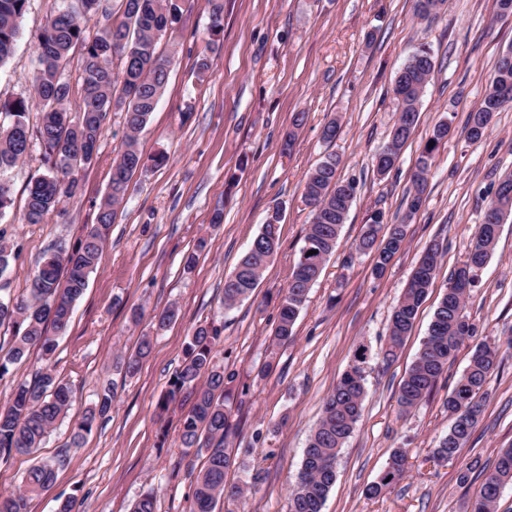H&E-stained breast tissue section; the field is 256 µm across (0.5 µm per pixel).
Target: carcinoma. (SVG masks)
I'll use <instances>...</instances> for the list:
<instances>
[{"label":"carcinoma","mask_w":512,"mask_h":512,"mask_svg":"<svg viewBox=\"0 0 512 512\" xmlns=\"http://www.w3.org/2000/svg\"><path fill=\"white\" fill-rule=\"evenodd\" d=\"M27 2L0 0V66L14 52ZM116 2L121 21L93 37L87 34L86 23L99 13L101 0H68V5L58 7L35 42L38 68L33 77V101L18 99L0 104V114L8 117V123H0V173L26 157V142L44 146L41 155L46 174L27 185L21 216L24 224L42 223L46 216L59 209L64 199L76 194L75 172L91 163V154L97 151L108 112L124 113L129 130L125 148L114 160L96 223L75 244L58 246L29 273L27 297L7 303L0 300V327L7 326L12 333L9 351L0 357V380L9 373V366L21 362L31 349L37 348L45 356L55 351L56 338L67 333L73 304L82 296L88 277L98 264L115 221L117 206L123 201L133 174L145 166L137 146V134L147 125L169 78V61L159 54L158 42L180 21L190 0ZM209 5L208 33L213 41L223 32L224 0H209ZM77 49L81 53V85L79 102L72 108L70 82L62 85L56 77L60 74L67 78L71 55ZM115 54L123 60L117 74L110 67ZM434 68L431 52L423 48L409 57L397 77L393 94L398 118L383 150V163L377 166L379 173L384 174L395 166L417 127L421 98ZM490 87L506 91L509 103L505 105L490 94L484 95L466 120V136L472 142L486 136L496 113L512 107V64L505 65L503 56L494 67ZM34 104L40 109V118L32 125L30 110ZM450 131L451 124L447 121L434 125L417 161L421 181L413 184L416 194L426 191L435 153L448 141ZM339 166L340 157L331 152L306 176L303 197L316 200L321 208L311 212L300 255L281 299L274 329V339L278 342H286L293 336L294 324L311 288L321 276L328 257L336 251L342 225L355 198L356 184L338 177ZM510 214L512 205L504 206L500 197H494L489 203L476 234V238L485 239L484 249H469L462 266L448 279L449 288L436 306L428 335L400 385L397 401L402 413L416 408L432 392L454 353L474 336V327L465 314V298L457 293L453 284L465 273L471 274L470 283H475L477 272L485 266L498 242V238L490 235L489 226L502 224ZM382 217V212H373L356 242V250L377 254L375 272L379 275L386 271V262L405 250L407 238V225H385ZM282 220L281 208L273 207L249 251L224 280L225 309L230 310L252 296L263 267L279 248ZM440 255V246L432 244L414 268L391 314L384 360L396 359L411 332L418 309L436 277ZM222 332L223 328L212 322L193 329L183 347L181 364L158 404L163 414L178 398L192 399L190 410L179 420L181 447L187 455L205 456V463L195 478L190 512H213L219 499L233 503L244 494L243 487L230 486L225 481L235 454L225 442L231 414L226 386L232 381V375L216 362L217 347L223 342ZM152 350L153 337H141L134 352L117 357L113 371L124 378L135 375L141 361ZM497 357L498 349L487 343L475 347L469 365L446 401L452 425L435 449L437 460H450L469 441L481 413L484 386ZM366 360L367 348L362 345L354 354L350 371L342 375L327 397L289 494V512H322L336 482L340 450L361 416ZM113 397L114 391L105 389L98 404L75 421L74 446L81 445L96 416L109 411ZM69 406L70 388L50 369L38 372L29 383L17 384L13 400L0 410V458L14 451L27 454L39 447L56 424L66 417ZM406 464V451L394 450L386 469L367 487L366 494L378 497L389 491L405 476ZM54 481L53 465L39 462L28 470L18 491L6 498L18 499L14 512H27L28 500L49 491ZM507 484H512V448L503 449L494 467L486 473L482 489L474 500L473 512H497L501 489Z\"/></svg>","instance_id":"obj_1"}]
</instances>
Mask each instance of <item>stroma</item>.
I'll return each instance as SVG.
<instances>
[{
    "label": "stroma",
    "mask_w": 512,
    "mask_h": 512,
    "mask_svg": "<svg viewBox=\"0 0 512 512\" xmlns=\"http://www.w3.org/2000/svg\"><path fill=\"white\" fill-rule=\"evenodd\" d=\"M59 5L29 0L22 36L0 66V103L30 96L34 38ZM415 8L416 0H224V30L211 45L208 2L192 0L177 28L158 44L170 61L168 83L138 138L144 157L161 152L165 163L133 176L51 359L31 351L0 380V406L10 401L17 382L32 380L45 367L71 388L67 419L37 454L0 460V492L15 490L35 459L43 458L54 462L56 480L30 499L28 512H56L68 497L79 512H129L150 490L156 512H189L194 477L204 463L203 457L185 456L180 446L178 419L191 404H178L163 417L157 403L193 327L212 322L223 328L218 358L233 375L228 445L237 464L226 481L239 485L256 471L263 478L239 502H218L214 512H288V495L323 402L363 342L373 358L362 415L338 457L336 483L322 512H468L480 483L460 484V471L474 462L492 467L500 449L512 447V215L466 303L474 337L416 409L401 414L397 396L500 178L512 173V109L495 114L481 141H469L464 131L499 55L512 48V17L499 15L496 0H445L426 19ZM422 47L431 51L435 69L419 123L396 165L381 176L375 156L397 119L394 81ZM205 56L211 66L203 72L199 62ZM299 112L306 119L297 128L293 117ZM332 118L341 129L328 145L322 129ZM445 119L452 129L435 154L424 202L407 226V246L384 275H376L373 254L355 249L361 228L376 211L384 223L402 221L417 159L433 126ZM291 130L296 137L286 153L282 143ZM126 135L123 113H108L94 160L77 172V195L40 224L18 221L28 183L45 172L39 150L0 176L13 198L0 216V235L13 253L0 276V300L26 297L28 272L58 241L75 242L95 223ZM329 151L341 158L340 179L356 183V198L293 338L277 344L272 333L279 294L311 221L302 198L305 177ZM275 205L283 208L279 249L252 297L225 309L224 280ZM218 209L224 220L215 225L211 217ZM201 238L207 246L199 252ZM434 243L442 248L436 278L397 359L383 363L392 309ZM193 251L198 259L188 272L184 260ZM170 306L178 312L176 321L155 333L154 314ZM136 309L142 312L137 322L131 319ZM143 335L154 339L151 355L134 377L114 381L113 356L132 352ZM481 342L498 346L499 356L479 421L456 459L436 461L434 450L450 427L445 400ZM268 360L272 371L259 375ZM111 385L116 392L110 410L82 447H70L74 419ZM397 448L407 451L406 475L385 494L368 497L366 487Z\"/></svg>",
    "instance_id": "obj_1"
}]
</instances>
